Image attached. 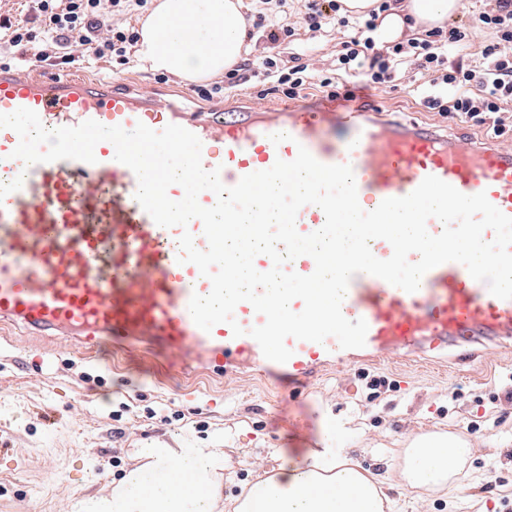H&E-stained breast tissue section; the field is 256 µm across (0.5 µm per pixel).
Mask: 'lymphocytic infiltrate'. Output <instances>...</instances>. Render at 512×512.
Here are the masks:
<instances>
[{"mask_svg": "<svg viewBox=\"0 0 512 512\" xmlns=\"http://www.w3.org/2000/svg\"><path fill=\"white\" fill-rule=\"evenodd\" d=\"M145 2L38 0L42 34H35L25 19H0V28L4 29L10 46L32 47L34 59L40 62L49 60L53 47L62 50V62H69L65 50L74 40L96 58L111 53L122 58L137 37L114 28L112 16L144 6ZM388 8L387 0H381L367 15L352 21L341 15L338 0H308L300 22L312 31L332 24L349 27L350 33L336 56V70L366 84L391 81L410 51H417L421 69L432 76L429 85L418 91L425 108L441 115H455L463 122L485 128L497 138L512 133V126L502 117L506 105L512 103V58L499 53L500 42H512V0H497L495 13L479 15V23L495 29L497 39L477 52L472 51L465 32L458 27L451 28L443 39H426L412 47L400 43L382 47L377 20ZM263 68L265 80L276 84L290 99L300 97L313 81L301 62L283 69L269 55Z\"/></svg>", "mask_w": 512, "mask_h": 512, "instance_id": "lymphocytic-infiltrate-1", "label": "lymphocytic infiltrate"}]
</instances>
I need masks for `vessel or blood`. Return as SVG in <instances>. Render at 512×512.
Masks as SVG:
<instances>
[{
  "label": "vessel or blood",
  "instance_id": "vessel-or-blood-1",
  "mask_svg": "<svg viewBox=\"0 0 512 512\" xmlns=\"http://www.w3.org/2000/svg\"><path fill=\"white\" fill-rule=\"evenodd\" d=\"M19 108L35 111L50 129L88 120L128 131L139 123L156 131L182 126L200 139L204 168L219 170L228 186L276 160H293L302 146L321 163L351 165L363 210L410 194L431 175L466 195L486 193L512 217V154L389 122L377 112L298 101L228 120L71 72L37 77L0 67V114ZM18 142L14 131L0 129V183L24 179L0 200L1 324L69 336L84 348L103 336L146 342L184 357L204 355L217 368L261 356L250 331L265 318L250 303L234 310L240 336L226 323L203 331L190 315L192 294L212 288L196 265L178 260L183 232L193 235L198 249L207 248L200 220L184 228L158 226L137 202V177L116 160L111 142L96 145L93 164L60 160L29 167L12 156ZM324 223V212L306 205L296 229L307 235ZM342 313L367 322L364 347L343 349L332 337L321 344L287 338L289 375L308 376L392 349L426 356L512 338V300L493 296L458 262L427 272L413 293L357 274Z\"/></svg>",
  "mask_w": 512,
  "mask_h": 512
}]
</instances>
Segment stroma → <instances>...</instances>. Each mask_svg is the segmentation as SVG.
<instances>
[{"label": "stroma", "mask_w": 512, "mask_h": 512, "mask_svg": "<svg viewBox=\"0 0 512 512\" xmlns=\"http://www.w3.org/2000/svg\"><path fill=\"white\" fill-rule=\"evenodd\" d=\"M342 30L298 27L293 42L275 51L287 66L296 49L317 77L331 75ZM73 70L121 78L137 91H162L167 100L199 109L233 104L261 108L281 99L256 76L265 56L257 49L236 76L187 82L110 56ZM414 57L394 82L356 91V104L385 105L393 120L447 128L475 142L482 128L460 124L416 103L422 83ZM452 351L437 360L387 357L327 368L308 378L264 366L229 369L221 376L191 372L183 360L139 343L104 340L91 349L65 336L0 335V512H65L69 500L109 491L134 448L153 441L170 448L224 451V494L257 480L269 456L297 460L308 448H336L380 475L392 491L391 512H502L512 510V343L475 367L458 366ZM446 431L473 448L468 467L480 476L456 501L396 484V453L421 432Z\"/></svg>", "instance_id": "stroma-1"}]
</instances>
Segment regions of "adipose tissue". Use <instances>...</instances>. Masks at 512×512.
<instances>
[{"mask_svg":"<svg viewBox=\"0 0 512 512\" xmlns=\"http://www.w3.org/2000/svg\"><path fill=\"white\" fill-rule=\"evenodd\" d=\"M459 0H392L378 32L396 41L404 32L443 27ZM242 0H157L143 18L136 45L149 69L201 81L233 67L244 53ZM468 443L444 432L414 437L402 451L399 477L417 489L454 494L467 486ZM109 495L76 500L70 512H384L379 477L332 448H310L292 465H268L246 492L224 498V451L169 448L149 442Z\"/></svg>","mask_w":512,"mask_h":512,"instance_id":"obj_1","label":"adipose tissue"}]
</instances>
